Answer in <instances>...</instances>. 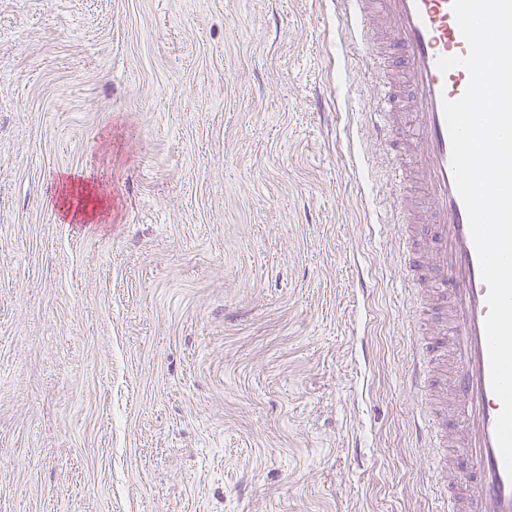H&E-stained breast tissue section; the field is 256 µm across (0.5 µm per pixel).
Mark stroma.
<instances>
[{
	"label": "stroma",
	"mask_w": 512,
	"mask_h": 512,
	"mask_svg": "<svg viewBox=\"0 0 512 512\" xmlns=\"http://www.w3.org/2000/svg\"><path fill=\"white\" fill-rule=\"evenodd\" d=\"M369 68L334 0H0V512H436Z\"/></svg>",
	"instance_id": "stroma-1"
}]
</instances>
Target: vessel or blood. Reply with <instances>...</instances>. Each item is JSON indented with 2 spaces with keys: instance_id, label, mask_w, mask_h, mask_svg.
<instances>
[{
  "instance_id": "obj_1",
  "label": "vessel or blood",
  "mask_w": 512,
  "mask_h": 512,
  "mask_svg": "<svg viewBox=\"0 0 512 512\" xmlns=\"http://www.w3.org/2000/svg\"><path fill=\"white\" fill-rule=\"evenodd\" d=\"M338 4L372 64L392 63L401 74L379 82L370 123L377 140L395 145L392 179L404 188L393 203L396 249L407 286L420 295L406 324L415 347L410 395L425 402L436 376L432 359L449 352L457 361L451 395L463 427L448 429L445 409L427 405L416 416V441L437 451L432 474L448 512H512V477L495 437L502 403L491 386L485 332L490 288L455 187L443 113L444 100L461 97L470 75L437 67L439 57L467 55L469 44L452 0ZM402 128L408 136L395 141Z\"/></svg>"
}]
</instances>
